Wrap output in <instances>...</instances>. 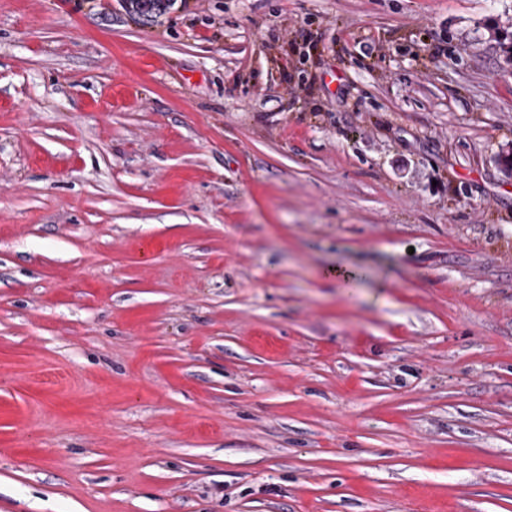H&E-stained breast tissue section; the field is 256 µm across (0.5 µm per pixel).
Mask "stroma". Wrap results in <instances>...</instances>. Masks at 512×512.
<instances>
[{"mask_svg":"<svg viewBox=\"0 0 512 512\" xmlns=\"http://www.w3.org/2000/svg\"><path fill=\"white\" fill-rule=\"evenodd\" d=\"M511 45L0 0V512H512Z\"/></svg>","mask_w":512,"mask_h":512,"instance_id":"1","label":"stroma"}]
</instances>
